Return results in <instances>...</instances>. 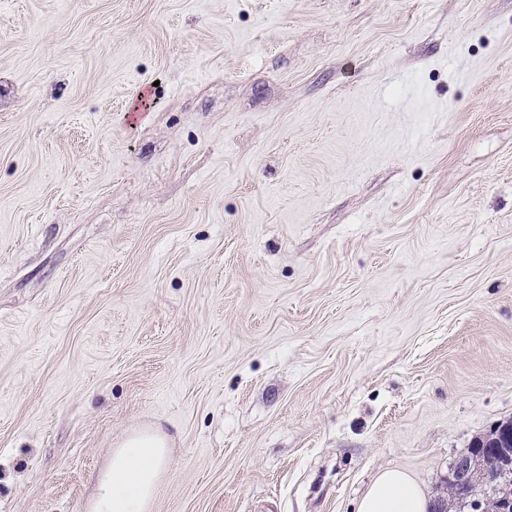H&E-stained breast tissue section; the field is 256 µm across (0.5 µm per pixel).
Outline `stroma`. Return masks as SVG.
I'll return each instance as SVG.
<instances>
[{
    "label": "stroma",
    "instance_id": "1",
    "mask_svg": "<svg viewBox=\"0 0 512 512\" xmlns=\"http://www.w3.org/2000/svg\"><path fill=\"white\" fill-rule=\"evenodd\" d=\"M512 419V0H0V512L429 499ZM166 444L153 434L135 436L112 454L101 478L95 512H146L166 459ZM422 489L400 469H384L369 483L356 512H427Z\"/></svg>",
    "mask_w": 512,
    "mask_h": 512
}]
</instances>
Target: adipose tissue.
Wrapping results in <instances>:
<instances>
[{
  "label": "adipose tissue",
  "mask_w": 512,
  "mask_h": 512,
  "mask_svg": "<svg viewBox=\"0 0 512 512\" xmlns=\"http://www.w3.org/2000/svg\"><path fill=\"white\" fill-rule=\"evenodd\" d=\"M166 459V444L153 434L139 435L115 450L101 478L94 512H148ZM428 500L404 471L377 473L360 498L357 512H426Z\"/></svg>",
  "instance_id": "ef3b65f1"
}]
</instances>
